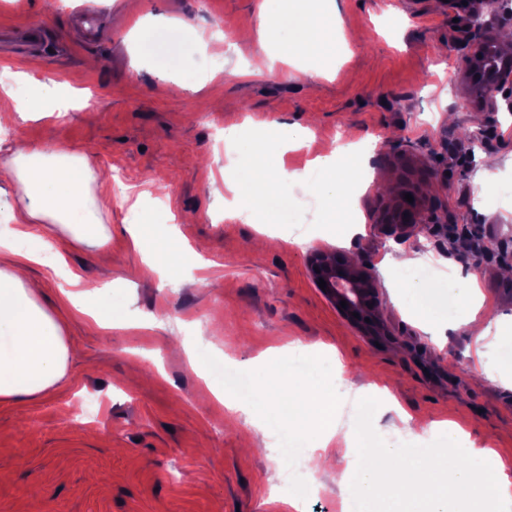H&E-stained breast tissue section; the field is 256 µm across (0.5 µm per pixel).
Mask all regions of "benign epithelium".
Instances as JSON below:
<instances>
[{
	"instance_id": "7a95c632",
	"label": "benign epithelium",
	"mask_w": 512,
	"mask_h": 512,
	"mask_svg": "<svg viewBox=\"0 0 512 512\" xmlns=\"http://www.w3.org/2000/svg\"><path fill=\"white\" fill-rule=\"evenodd\" d=\"M507 0H478L477 5L466 12V27L477 34L487 29L493 21L509 14ZM491 50V42L481 39L465 58L466 80L477 97L478 107L486 112H497L500 102H505L512 111V66L502 68L488 67L486 62ZM433 209V203L426 197L415 194L413 202H396L386 213L388 224H416L420 216ZM308 264L314 281H326L323 293L336 306L347 301L346 308L340 312L349 316L361 312L370 322L361 321L359 325L369 336L377 340H391V333L380 318L378 300L380 282L370 269L358 266L336 254L313 251L309 254Z\"/></svg>"
}]
</instances>
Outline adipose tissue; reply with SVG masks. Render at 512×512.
Instances as JSON below:
<instances>
[{"label": "adipose tissue", "instance_id": "1", "mask_svg": "<svg viewBox=\"0 0 512 512\" xmlns=\"http://www.w3.org/2000/svg\"><path fill=\"white\" fill-rule=\"evenodd\" d=\"M272 11L266 5L261 8L266 16L258 29L261 57L250 74L274 76L277 52L283 49L297 78L310 86L318 84L336 59V0H298L294 7L284 2L273 11V20L268 17ZM189 26V21L164 17L139 26L137 43L152 57L160 81L168 83L175 76L180 37ZM13 77L29 82L30 96L17 98L13 82L0 81V112L24 120L43 109L60 118L70 112L73 97L60 94L54 78L32 82L22 70L14 71ZM114 194L111 171L97 167L86 153L21 142L0 149V214L6 218L0 225V402L35 401L62 387L73 343L60 310L44 303L42 284L30 277L29 270L43 264L46 254L61 262L80 246L108 254ZM129 211L135 217L132 244L143 252L147 270L175 271L184 252L177 234L152 238L139 206L131 205ZM49 224L60 226L64 237L43 234ZM71 283L73 288L64 297L72 308L88 315L93 326L111 325L118 309L111 290L77 274ZM413 288L420 298V314L443 321L454 331L475 323L485 304L473 279L437 287L419 280ZM248 381L254 391L243 392L241 384H234V391L241 394L234 409L276 421L289 447L305 449L311 469L334 455L335 445L360 447L361 436L341 433L335 425L330 401L282 399V391L292 382L289 372L274 378L267 391L259 389L257 376ZM308 414L322 423L321 434L311 436L299 429ZM431 427L454 432L456 438L438 452L421 453L412 463L404 461L399 449H373L364 469L351 470L350 495L365 500L372 512H447L452 499L466 508L475 487L490 502L512 499V476L493 449L472 450L467 433L455 421H435ZM490 461L497 464L493 476L485 468Z\"/></svg>", "mask_w": 512, "mask_h": 512}]
</instances>
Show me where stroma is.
I'll return each mask as SVG.
<instances>
[{
    "label": "stroma",
    "mask_w": 512,
    "mask_h": 512,
    "mask_svg": "<svg viewBox=\"0 0 512 512\" xmlns=\"http://www.w3.org/2000/svg\"><path fill=\"white\" fill-rule=\"evenodd\" d=\"M83 2L0 0V32L31 22L44 30L41 51L0 53V76L22 65L36 78L71 79L94 103L63 121L15 120L4 136L86 152L123 171L148 222L162 232L176 226L209 280L200 284L197 269L175 283L135 277L142 255L126 208L113 201L109 265L92 248L70 251L66 262L111 289L122 325L91 333L85 315L66 309L68 333L80 343L66 388L29 404L22 424L13 405L0 403V512H27L33 499L40 512H294L288 496L273 492L283 470L275 446L205 393L188 354L174 348L190 335L228 350L240 376L272 347L310 355L335 347L341 359L325 360L326 373L356 392L388 386L395 398L374 409L372 445L400 436L427 446L429 423L452 417L476 448L512 461V383L474 378L490 363L491 338L424 326L387 275L382 317L396 341L376 344L317 288L307 261L318 248L374 271L384 255L410 251L453 280L476 277L491 302L481 323L512 325V277L501 275L512 257L467 261L448 245L454 224L478 225L490 245L512 241V195L478 188L492 179L512 185V113L479 111L465 93L474 36L456 25L463 10L444 0H338L337 38L350 52L337 60L335 78L309 87L286 65L272 78L239 77L259 49L241 34L259 27L262 0H94L110 36L88 42L74 29ZM155 16L195 26L180 45L179 75L191 88L179 95L137 48V23ZM249 118L270 129L310 127L309 140L284 156L298 172L326 144L367 140L369 178L352 199L362 226L342 236L313 228L316 200L299 180L292 196L305 208L300 227L225 214L224 128ZM452 144L469 151L467 165L449 168ZM407 191L426 194L435 209L402 234L380 217ZM163 198L165 210L156 205ZM347 476L341 457L319 471L321 493L301 512H340Z\"/></svg>",
    "instance_id": "obj_1"
}]
</instances>
